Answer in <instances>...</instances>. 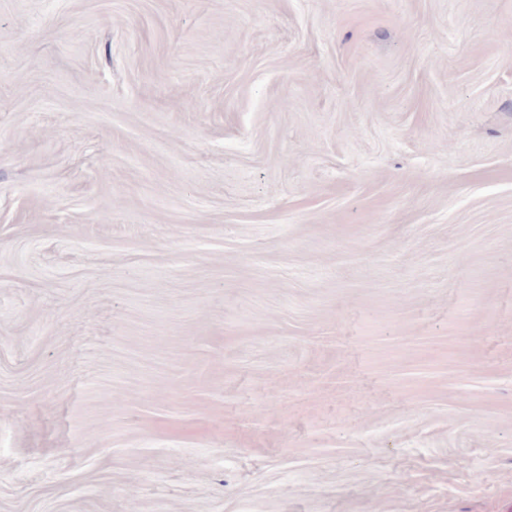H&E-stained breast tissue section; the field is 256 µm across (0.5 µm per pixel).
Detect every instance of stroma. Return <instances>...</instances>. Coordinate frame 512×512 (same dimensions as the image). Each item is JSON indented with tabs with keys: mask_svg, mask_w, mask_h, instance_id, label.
I'll return each mask as SVG.
<instances>
[{
	"mask_svg": "<svg viewBox=\"0 0 512 512\" xmlns=\"http://www.w3.org/2000/svg\"><path fill=\"white\" fill-rule=\"evenodd\" d=\"M0 512H512V0H0Z\"/></svg>",
	"mask_w": 512,
	"mask_h": 512,
	"instance_id": "obj_1",
	"label": "stroma"
}]
</instances>
